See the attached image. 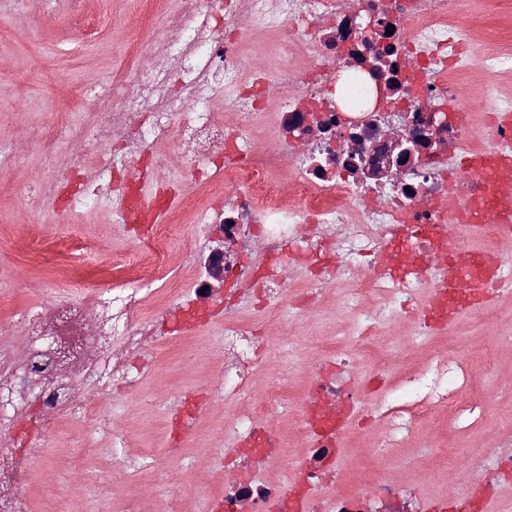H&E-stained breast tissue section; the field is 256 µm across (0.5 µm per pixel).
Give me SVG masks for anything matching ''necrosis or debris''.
Segmentation results:
<instances>
[{
    "label": "necrosis or debris",
    "instance_id": "4bbe7bcc",
    "mask_svg": "<svg viewBox=\"0 0 512 512\" xmlns=\"http://www.w3.org/2000/svg\"><path fill=\"white\" fill-rule=\"evenodd\" d=\"M216 9L224 14L220 29L211 23ZM368 15L382 24L370 36L357 29ZM472 22L462 0H357L353 13L346 0H183L178 19L136 50L154 67L136 64L112 78L111 109L95 113L93 137L70 162L78 169L84 157H99L93 175L64 197L55 181L41 189L70 217L111 204L119 224L133 214L151 219L165 206L154 190L162 172L172 186L187 176L221 182L223 197L197 213L184 243L190 265L152 299L134 288H106L16 311L20 336L0 340V431L14 436L0 459V487L9 489L0 512H30L32 451L48 441L54 420L76 415L94 423L90 391L100 378L127 393L140 390L153 370L147 339L159 325L178 335L184 321L206 317L192 304L202 293L224 306L222 376L204 391L236 405L224 442L238 476L225 483L217 512H425L419 500L400 506L401 489L379 455L351 489L327 480L355 412L372 421L373 445L382 449L407 447L443 426L466 431L488 408L468 356L449 355L427 337L420 342L426 361L410 372L404 359L381 350L389 327L418 320L421 295L430 298L428 316L453 318L456 296L436 288L448 261L463 257L475 277L495 272L512 280L511 254L471 250L459 232L471 221L463 201L485 191L462 158L512 145V134L496 124L498 113H512V95L493 97L476 120L458 94L460 77L473 67L512 65L511 56L467 38ZM259 31L273 36L287 67L245 70L242 47ZM339 84L348 93L343 107L334 95ZM219 97L224 109L217 112ZM269 105L272 150L255 137ZM437 111L447 113V124L436 125ZM393 126L406 128L409 140L389 141ZM283 169L285 193L277 180ZM129 170L137 179H124ZM169 238V225L154 223L142 244L145 260L124 261L126 273L154 282L171 263ZM248 252L252 262L242 263ZM287 258L305 273L302 287L282 280ZM345 283L353 328L342 339L323 338L325 359L308 368L296 428L306 447L300 481L273 479L272 468L284 462L275 408L288 394L256 389L267 342L240 314L259 306L302 317L336 300ZM362 351L373 358L374 378L388 383L369 400L354 365Z\"/></svg>",
    "mask_w": 512,
    "mask_h": 512
}]
</instances>
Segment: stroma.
Wrapping results in <instances>:
<instances>
[{
    "instance_id": "obj_1",
    "label": "stroma",
    "mask_w": 512,
    "mask_h": 512,
    "mask_svg": "<svg viewBox=\"0 0 512 512\" xmlns=\"http://www.w3.org/2000/svg\"><path fill=\"white\" fill-rule=\"evenodd\" d=\"M71 2L23 0L21 5L0 10V143L11 145L15 156L5 185H0V285L18 288L11 302L0 305V336L17 333L12 319L15 308L61 293L115 286V279L105 273L106 267L120 258L143 256L142 232L137 225L113 223L108 211L87 214L69 224L59 223L38 185L45 176L61 172L62 159L80 152L94 113L107 111L111 105L101 85L131 64V46L174 20L179 0H82V12L91 17L92 32L88 35L72 30ZM501 3V8L493 9L484 0H466L465 9L476 17L474 36L483 47L512 52V0ZM75 86L96 90L88 110L74 107L70 91ZM499 88L512 91V70L501 71L493 78L475 71L460 83L463 98L477 114L483 112L487 99ZM57 121L69 125L71 133L50 157L42 154L35 143L36 126ZM19 184L26 185L25 194H17L15 187ZM177 194L165 216L172 226L171 248L176 255L193 230L196 208L215 200L214 195L190 180ZM76 235L99 240L101 249L96 259L76 263L62 254V239ZM351 327L339 301L320 306L304 319L286 315L267 318L269 352L266 365L257 375L258 385L277 382L293 399H300L305 385L303 368L320 356L319 340L343 336ZM438 335L447 339L450 353L467 354L475 360L486 345L497 344L499 364L484 386V398L492 409L463 439L439 430L421 438L418 446L392 449V457L408 462L406 468L394 473L408 501L438 502L462 477L456 459L448 467L430 468L424 447L443 449L454 445L463 451L494 448L512 438V411L493 409L503 389H512V340L503 338L501 327L480 325L467 311L458 314ZM188 340L200 349L199 358L190 362L182 357L177 343L159 339L146 347L157 369L145 390L156 398V407H143L135 394L114 397L106 383L92 392V401L103 413L98 424L101 449L79 470H71L68 461L77 453L88 426L74 417L59 422L51 447L35 453L36 468L29 485L33 512H47L63 502L70 512H84L82 479L95 472L113 471L108 439L115 431L125 435L129 455H153L163 470L181 467L184 512H211L224 487V472L216 466L211 451L224 445V424L233 415L232 405L208 401L202 422L184 441L183 456L173 461L164 454L168 427L180 410L181 399L197 394L203 383L218 372L220 320L193 328Z\"/></svg>"
}]
</instances>
